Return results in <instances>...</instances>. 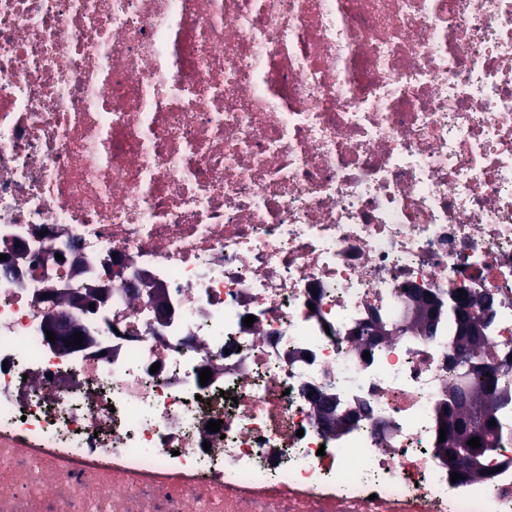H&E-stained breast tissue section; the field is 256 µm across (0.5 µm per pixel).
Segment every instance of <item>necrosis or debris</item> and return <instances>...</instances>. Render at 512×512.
Returning a JSON list of instances; mask_svg holds the SVG:
<instances>
[{
    "label": "necrosis or debris",
    "mask_w": 512,
    "mask_h": 512,
    "mask_svg": "<svg viewBox=\"0 0 512 512\" xmlns=\"http://www.w3.org/2000/svg\"><path fill=\"white\" fill-rule=\"evenodd\" d=\"M1 254L0 512H512V371L451 480L404 296L512 354V0H0ZM58 285L107 290L83 348Z\"/></svg>",
    "instance_id": "1"
}]
</instances>
